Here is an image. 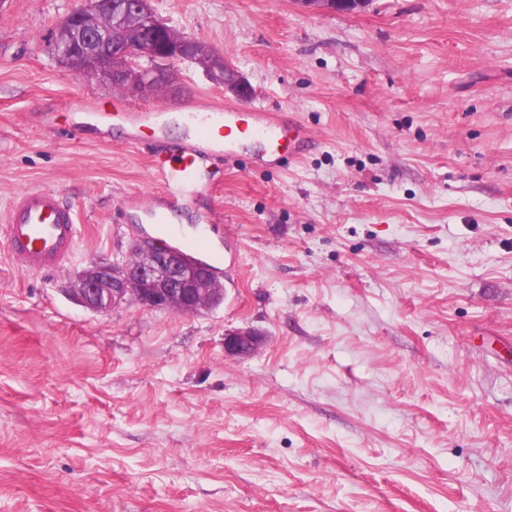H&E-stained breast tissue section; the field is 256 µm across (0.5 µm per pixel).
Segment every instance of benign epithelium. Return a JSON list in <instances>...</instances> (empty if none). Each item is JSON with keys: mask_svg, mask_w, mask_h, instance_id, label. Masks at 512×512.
I'll return each instance as SVG.
<instances>
[{"mask_svg": "<svg viewBox=\"0 0 512 512\" xmlns=\"http://www.w3.org/2000/svg\"><path fill=\"white\" fill-rule=\"evenodd\" d=\"M304 7L354 10L366 0H296ZM110 15V31L98 20ZM53 51L64 68L78 78L96 76L112 87L134 96H150L158 88L177 97L181 89L173 82L174 65L191 62L216 85L233 96L251 95L250 84L223 54L212 51L191 36L172 32L160 18L151 0H122L112 9L110 0H86V6L63 17L56 25ZM133 249L142 259L133 264L92 261L78 271L65 289L83 308L107 314L133 300L150 310L202 313L215 306L224 294L217 278L204 265L191 266L182 254L159 249L138 239ZM265 343L253 328H241L224 336V355L246 358Z\"/></svg>", "mask_w": 512, "mask_h": 512, "instance_id": "1", "label": "benign epithelium"}]
</instances>
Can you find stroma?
I'll return each instance as SVG.
<instances>
[{"mask_svg": "<svg viewBox=\"0 0 512 512\" xmlns=\"http://www.w3.org/2000/svg\"><path fill=\"white\" fill-rule=\"evenodd\" d=\"M83 4L0 0V214L49 188L80 230L60 271L0 247V512H512V0H152L244 100L189 62L173 99L75 77L52 42ZM218 102L311 139L211 157L172 207L218 251L223 304L70 301L156 230L173 143L115 115ZM244 327L264 345L225 356ZM265 343L264 335L253 328H241L225 333L224 354L231 358H246L255 354Z\"/></svg>", "mask_w": 512, "mask_h": 512, "instance_id": "1", "label": "stroma"}]
</instances>
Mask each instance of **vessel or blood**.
Wrapping results in <instances>:
<instances>
[{"mask_svg": "<svg viewBox=\"0 0 512 512\" xmlns=\"http://www.w3.org/2000/svg\"><path fill=\"white\" fill-rule=\"evenodd\" d=\"M192 130L189 141L169 154H157L153 173L166 191L197 184L210 154L236 151L243 138H262L269 156H280L288 136L302 138V130H289L271 114L244 115L232 107L215 106L210 112L187 115ZM77 216L63 198L51 189H35L18 196L0 219V242L9 257L25 271L63 268L72 258L78 242ZM154 245L182 250L200 260L210 245L204 232L188 235L159 225Z\"/></svg>", "mask_w": 512, "mask_h": 512, "instance_id": "vessel-or-blood-1", "label": "vessel or blood"}]
</instances>
